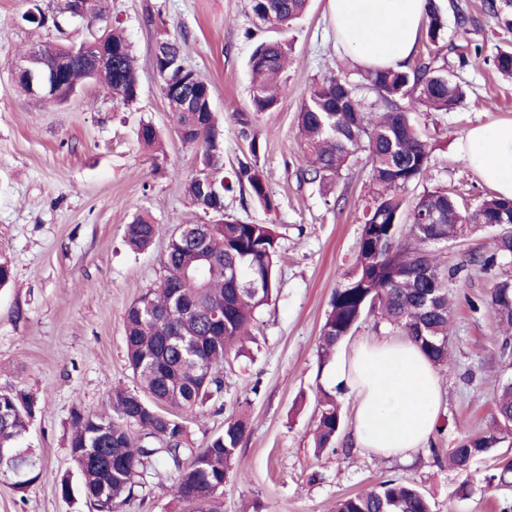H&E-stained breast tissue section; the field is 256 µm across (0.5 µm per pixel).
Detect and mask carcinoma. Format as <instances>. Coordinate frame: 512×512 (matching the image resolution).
Here are the masks:
<instances>
[{
	"instance_id": "cac0c4a2",
	"label": "carcinoma",
	"mask_w": 512,
	"mask_h": 512,
	"mask_svg": "<svg viewBox=\"0 0 512 512\" xmlns=\"http://www.w3.org/2000/svg\"><path fill=\"white\" fill-rule=\"evenodd\" d=\"M255 20L286 29L307 9L309 0H250ZM484 11L512 29V0H483ZM427 37L436 43L443 28V5L428 0ZM94 41L110 53L95 68L81 52L66 45L39 47L41 56L57 64L69 89L100 81L115 101L136 98L139 76L131 45L123 30L105 24ZM153 67L163 84L183 86L181 101L167 100L175 132L197 149L199 168L186 190L202 210L224 216L218 224H178L160 264L158 286L147 288L125 311L124 336L129 365L139 389L115 386L105 408L76 406L70 417L69 453L76 464L84 495L97 512L134 495L139 478L158 466L173 475L171 491L183 512H220V496L233 476V463L248 431L241 415L224 420V429L204 446H195L181 413L193 410L224 389V363L241 352V344L257 326L260 312L278 288L279 236L269 224H244L224 213V193L248 191L266 210L276 208L263 175L241 162L224 175L222 138L204 96L210 85L192 69H183V42L162 36ZM287 43L264 40L250 58L251 103L255 114L276 108L284 83ZM493 66L512 79V47L499 48ZM464 98L437 56L404 70L377 69L329 75L307 87L298 113L303 143L301 171L324 187L336 183L360 152L371 161V202L364 215L353 269L333 293L321 332L324 354L336 349L366 314H375L408 337L436 367L450 361L448 327L451 308L448 284L460 266L446 263L433 249L476 226L512 224V199L484 197L471 212L440 188H426L411 209L404 193L423 181L431 149L409 115L420 105L427 112H446ZM161 226L138 214L127 225L126 242L134 251L149 248ZM469 263L492 276L487 307L503 333L512 332V236L498 238L486 252H473ZM324 401L314 432L315 447L329 448L343 426L334 395ZM35 400L23 391L0 392V448L21 454L27 476H16L15 461L0 459V478L27 492L42 477L41 457L30 443ZM512 443V382L495 398L493 427L466 436L452 448L448 464L469 476L477 458L502 443ZM335 512H432L415 485L388 477L362 492L336 500Z\"/></svg>"
}]
</instances>
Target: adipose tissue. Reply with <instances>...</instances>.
I'll return each mask as SVG.
<instances>
[{"instance_id":"obj_1","label":"adipose tissue","mask_w":512,"mask_h":512,"mask_svg":"<svg viewBox=\"0 0 512 512\" xmlns=\"http://www.w3.org/2000/svg\"><path fill=\"white\" fill-rule=\"evenodd\" d=\"M328 12L339 44L359 68L397 70L416 52L426 0H328ZM460 157L496 195L512 199V118L474 124ZM325 383L353 395L357 447L403 460L428 447L441 414L439 378L408 339L359 338Z\"/></svg>"}]
</instances>
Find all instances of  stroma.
<instances>
[{"label": "stroma", "instance_id": "obj_1", "mask_svg": "<svg viewBox=\"0 0 512 512\" xmlns=\"http://www.w3.org/2000/svg\"><path fill=\"white\" fill-rule=\"evenodd\" d=\"M472 17L459 29L445 8L436 44L420 40L417 53L444 58L465 99L448 112H419L415 118L432 148L421 185L439 187L463 208L490 193L467 168L459 147L476 120L512 117V81L492 65L499 46L512 44L505 30L466 0ZM56 0H0V259L12 268V283L0 288V391L32 395L38 410L30 439L39 449L44 475L28 493L0 481V512H96L76 484L68 439L75 406L102 409L112 387L136 388L128 366L123 318L141 291L161 275L160 259L177 224H212L185 184L197 169L193 146L174 132V118L153 71L160 33L180 38L184 61L211 86V108L222 131L224 169L255 161L277 207L265 211L249 195L224 197V212L247 224H272L281 235L278 290L260 317L244 356L224 367V390L186 423L197 443L222 431L231 415H245L249 432L237 456L238 478L224 487L223 512H333L336 500L387 476L419 487L434 512H501L512 505V487L494 481L493 456L474 462L468 497L456 495L462 479L433 454H448L462 437L492 426L494 400L512 366L501 357L503 337L488 309L472 301L487 298L493 281L468 262L492 246L497 228L484 227L448 243L449 264L460 265L459 287L449 288L454 314L451 361L438 371L447 428L435 450L401 462L349 447L353 430L352 395L336 401L344 417L338 448L315 450L313 431L327 368L321 359L320 329L330 299L351 269L370 201V166L354 158L331 189L301 177L303 150L296 116L312 79L352 69L336 42L327 0H310L307 13L287 33L290 60L278 106L254 114L242 129L237 113H251L249 57L273 30L254 24L250 0H108L109 19L118 23L137 58L139 91L123 104L91 83L58 104L25 94L12 65L32 45L66 39L81 41L92 28L84 21L38 27L25 21L40 7L53 15ZM476 45L481 55L465 54ZM152 123L162 145L138 140L142 123ZM257 135L258 156L249 152ZM147 212L162 231L145 251H131L125 227ZM75 487L61 496L58 481ZM164 469L141 479L134 495L115 512H176Z\"/></svg>", "mask_w": 512, "mask_h": 512}]
</instances>
